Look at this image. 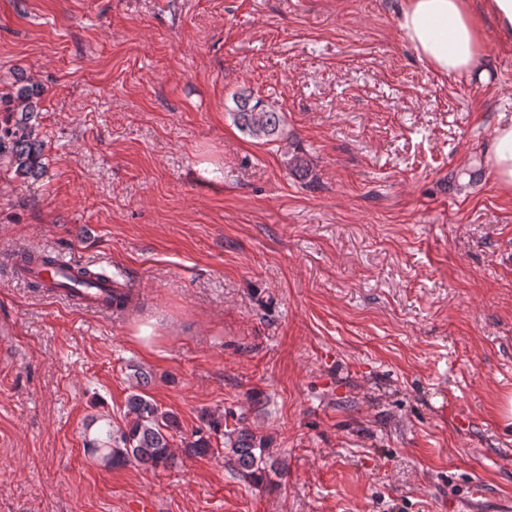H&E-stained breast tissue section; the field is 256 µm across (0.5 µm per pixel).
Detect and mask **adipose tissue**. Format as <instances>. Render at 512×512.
<instances>
[{
    "instance_id": "obj_1",
    "label": "adipose tissue",
    "mask_w": 512,
    "mask_h": 512,
    "mask_svg": "<svg viewBox=\"0 0 512 512\" xmlns=\"http://www.w3.org/2000/svg\"><path fill=\"white\" fill-rule=\"evenodd\" d=\"M499 35L512 36V0H401L398 28L421 60L446 75L485 80L482 66L486 19ZM487 165L500 185L512 190V118L500 119Z\"/></svg>"
}]
</instances>
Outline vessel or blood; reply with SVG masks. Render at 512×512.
<instances>
[{
  "instance_id": "b4317fda",
  "label": "vessel or blood",
  "mask_w": 512,
  "mask_h": 512,
  "mask_svg": "<svg viewBox=\"0 0 512 512\" xmlns=\"http://www.w3.org/2000/svg\"><path fill=\"white\" fill-rule=\"evenodd\" d=\"M76 264L66 256H57L53 268L46 269L40 266L31 267L25 277L42 284L48 295H71L74 304L85 306L89 309L111 311L112 287L104 284L98 288H84L70 280L75 271Z\"/></svg>"
}]
</instances>
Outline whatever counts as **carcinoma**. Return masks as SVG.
I'll use <instances>...</instances> for the list:
<instances>
[{
    "instance_id": "obj_1",
    "label": "carcinoma",
    "mask_w": 512,
    "mask_h": 512,
    "mask_svg": "<svg viewBox=\"0 0 512 512\" xmlns=\"http://www.w3.org/2000/svg\"><path fill=\"white\" fill-rule=\"evenodd\" d=\"M41 95L39 85L26 78L5 97L8 116L0 125V163H7L26 179L38 176L43 169L42 144L37 140L34 123L40 112ZM233 102L231 116L240 132L264 143H285L287 169L303 178L311 174L309 160L294 142L284 113L275 104L244 93L233 96ZM179 430L175 414L161 410L147 394L134 392L126 402L124 425H114L112 419L105 418L98 436L86 441L85 451L108 468L136 464L166 469L175 461L173 438ZM212 433L224 436L228 464L243 478L258 485L268 471L275 469L264 439L243 426L226 431L222 418L207 417L205 428L183 437L184 452L197 456L215 452Z\"/></svg>"
}]
</instances>
